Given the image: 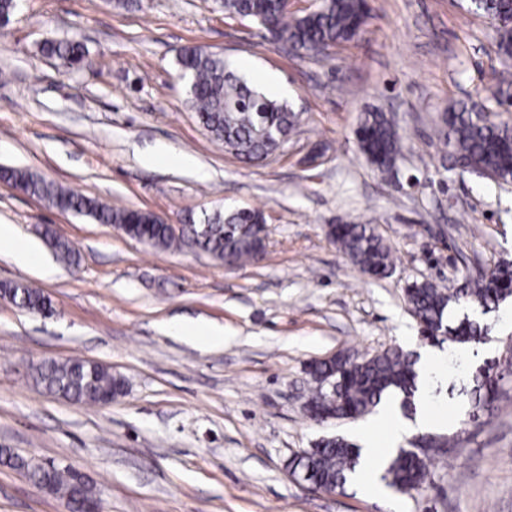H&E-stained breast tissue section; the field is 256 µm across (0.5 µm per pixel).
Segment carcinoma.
I'll use <instances>...</instances> for the list:
<instances>
[{
	"instance_id": "1",
	"label": "carcinoma",
	"mask_w": 512,
	"mask_h": 512,
	"mask_svg": "<svg viewBox=\"0 0 512 512\" xmlns=\"http://www.w3.org/2000/svg\"><path fill=\"white\" fill-rule=\"evenodd\" d=\"M229 17H245L264 33L274 32L301 56H330V50L362 35L369 25L364 0H320L310 12L288 13L280 0H221ZM471 9L487 13L495 22L500 52L512 57V0H487ZM43 52L56 58L68 70L89 63V52L74 40L49 41ZM177 63L187 78L186 101L199 122L224 150L248 162H260L277 152L295 129L298 113L285 101L270 97L261 88L236 74L224 56L199 47L184 49ZM447 128L445 145L453 149L458 167L480 177L512 181V123L495 121L489 112H477L461 104L443 115ZM359 152L381 173L392 174L402 156L403 137L385 112H364L355 129ZM0 176L20 183L24 189L47 199L53 207L92 216L102 224H117L129 237L157 249H186L202 252L227 266L259 259L266 249V222L259 209L215 210L200 221L185 217L181 236L156 214L139 209L112 206L63 189L20 168H5ZM328 236L359 270L373 278L393 273L388 247L370 224H332ZM16 304L33 312L53 309L51 299L21 283L3 284ZM464 295L451 294L428 280L405 284L404 293L424 338L459 345L481 342L488 326L475 317L463 315L451 323V304L465 303L486 314L512 298V262L501 260L489 274L468 282ZM308 374L315 384L305 405L308 416L358 418L377 407L388 395L401 397L400 407L408 415L416 412L414 401L419 372L417 359L399 347L388 348L371 357L339 353L314 361ZM40 384L50 393L75 403L100 404L102 396L116 393L123 381L101 364L73 357L48 360L37 366ZM473 408L493 407L497 380L484 371L472 378ZM361 452L341 436L325 437L313 447L288 460V467L305 476L313 489H345L360 464ZM430 454L400 450L389 459L383 479L397 490H419L427 476ZM0 461L16 463L27 470L34 485L51 482L49 493L60 494L81 512L94 495L71 467L51 466L45 471L11 452L0 450Z\"/></svg>"
}]
</instances>
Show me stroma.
<instances>
[{
	"label": "stroma",
	"instance_id": "obj_1",
	"mask_svg": "<svg viewBox=\"0 0 512 512\" xmlns=\"http://www.w3.org/2000/svg\"><path fill=\"white\" fill-rule=\"evenodd\" d=\"M468 0H369L372 19L330 57H301L263 38L217 0H20L0 27V167L25 168L114 207L175 222L217 208L263 210V257L227 267L205 254L159 250L112 224L62 211L0 181V224L14 225L52 267L41 276L0 251V283L41 289L45 317L0 299V448L79 471L104 512H391L353 486L332 494L291 477L290 456L327 435L358 441L355 420L315 422L304 404L312 361L397 345L424 355L406 281L457 290L469 271L512 260V182L461 172L441 117L484 98L512 122V60ZM81 40L90 67L66 71L41 47ZM200 46L257 86L286 85L299 122L283 148L248 163L225 153L185 103L177 57ZM394 113L405 136L396 178L359 153L361 113ZM160 144L193 157L183 169L143 166ZM373 225L390 247L391 277L363 274L331 243V224ZM76 251L57 258L44 227ZM223 325L226 341L197 349L171 321ZM486 342L446 345L449 368L429 381L428 411L448 417V451L404 496L406 512H512V375L490 413L470 421L449 395L455 362L475 371L512 346V299L482 316ZM81 357L126 380L112 405L48 394L35 368ZM0 512H68L64 499L0 465Z\"/></svg>",
	"mask_w": 512,
	"mask_h": 512
}]
</instances>
